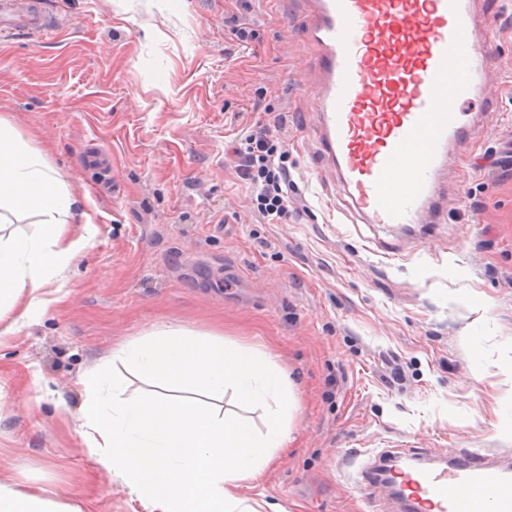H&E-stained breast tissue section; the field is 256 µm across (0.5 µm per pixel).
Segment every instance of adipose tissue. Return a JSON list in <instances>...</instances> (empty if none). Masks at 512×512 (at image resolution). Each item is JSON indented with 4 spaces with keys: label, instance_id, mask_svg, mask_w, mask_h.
Listing matches in <instances>:
<instances>
[{
    "label": "adipose tissue",
    "instance_id": "ef3b65f1",
    "mask_svg": "<svg viewBox=\"0 0 512 512\" xmlns=\"http://www.w3.org/2000/svg\"><path fill=\"white\" fill-rule=\"evenodd\" d=\"M28 217L40 226L36 236L0 234V321L47 308L44 286L83 249L66 238V224L91 221L86 199L0 116V224ZM130 375L152 383L154 392L127 395ZM83 385L77 432L88 455L147 512H256L237 490L284 447L301 412L286 372L270 354L178 324L122 344ZM228 393L266 408L263 429L222 409ZM0 512L83 510L54 490L32 487L20 472L0 480Z\"/></svg>",
    "mask_w": 512,
    "mask_h": 512
}]
</instances>
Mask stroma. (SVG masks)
<instances>
[{
	"label": "stroma",
	"instance_id": "stroma-1",
	"mask_svg": "<svg viewBox=\"0 0 512 512\" xmlns=\"http://www.w3.org/2000/svg\"><path fill=\"white\" fill-rule=\"evenodd\" d=\"M49 31L0 37V116L89 197V243L0 336V478L83 512H145L76 433L83 376L179 324L270 354L302 411L239 490L283 512H397L359 471L379 452L512 454V0L494 17L475 134L436 224L362 221L324 153L309 0H42ZM249 24L232 41L229 17ZM284 112L298 190L261 223L228 153Z\"/></svg>",
	"mask_w": 512,
	"mask_h": 512
}]
</instances>
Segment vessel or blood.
<instances>
[{
	"mask_svg": "<svg viewBox=\"0 0 512 512\" xmlns=\"http://www.w3.org/2000/svg\"><path fill=\"white\" fill-rule=\"evenodd\" d=\"M325 148L369 224H433L438 177L472 129L463 110L485 56L473 0H312ZM43 35L38 0H0V34ZM407 512H512V466L489 479L484 455H415Z\"/></svg>",
	"mask_w": 512,
	"mask_h": 512,
	"instance_id": "1",
	"label": "vessel or blood"
}]
</instances>
